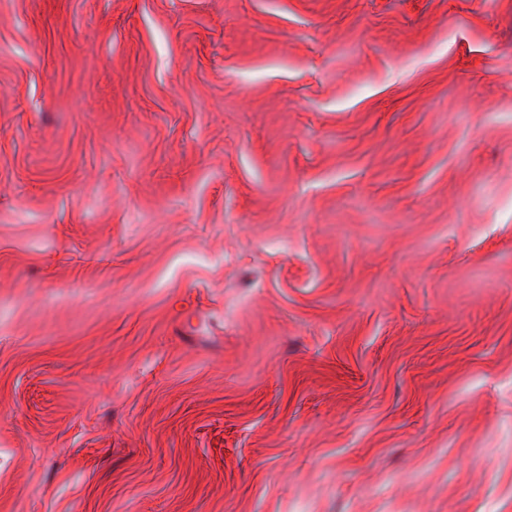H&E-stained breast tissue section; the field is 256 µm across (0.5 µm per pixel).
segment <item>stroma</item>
I'll list each match as a JSON object with an SVG mask.
<instances>
[{
    "mask_svg": "<svg viewBox=\"0 0 512 512\" xmlns=\"http://www.w3.org/2000/svg\"><path fill=\"white\" fill-rule=\"evenodd\" d=\"M0 512H512V0H0Z\"/></svg>",
    "mask_w": 512,
    "mask_h": 512,
    "instance_id": "stroma-1",
    "label": "stroma"
}]
</instances>
